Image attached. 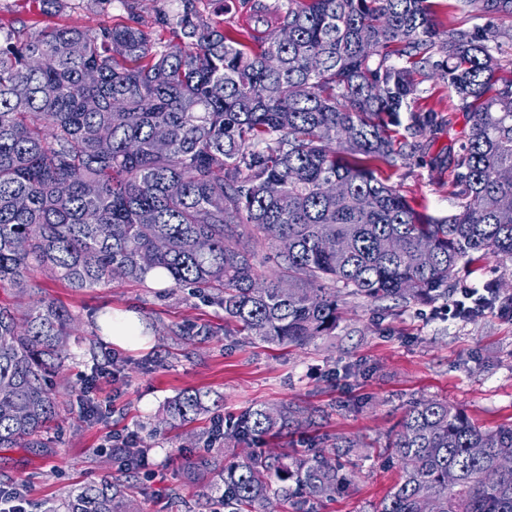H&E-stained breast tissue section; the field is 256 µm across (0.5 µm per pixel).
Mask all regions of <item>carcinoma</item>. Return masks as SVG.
<instances>
[{
    "instance_id": "carcinoma-1",
    "label": "carcinoma",
    "mask_w": 512,
    "mask_h": 512,
    "mask_svg": "<svg viewBox=\"0 0 512 512\" xmlns=\"http://www.w3.org/2000/svg\"><path fill=\"white\" fill-rule=\"evenodd\" d=\"M154 22L96 30L45 26L0 35V286L33 288L34 267L76 289L167 271L224 309V323L267 344L303 346L339 321L336 289L371 302L448 294L458 265L512 258V79L497 77L491 24L445 25L431 0H286L274 18L251 3L249 29L204 14L198 0ZM475 20L512 18V0H458ZM172 37L165 38L162 32ZM436 70L451 111L468 114L466 141L448 151L457 213L414 210L379 177L421 151L438 126L415 106V76ZM408 114L411 140L389 126ZM275 276L253 291L256 248ZM73 315L35 300L24 322L0 304V447L31 448L54 421L49 382L63 369ZM206 410L187 390L171 423ZM298 422L282 405L248 407L224 440L257 443ZM389 447L399 481L375 512H512V423L476 425L446 400L404 412ZM134 473L144 449L121 455ZM198 471L224 512H269L273 483L297 509L345 485L322 451H252ZM457 473L448 483V470ZM119 481L80 488L65 512H128Z\"/></svg>"
}]
</instances>
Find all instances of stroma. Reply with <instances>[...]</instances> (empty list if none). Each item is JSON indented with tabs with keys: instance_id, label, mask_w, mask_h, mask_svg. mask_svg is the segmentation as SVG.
<instances>
[{
	"instance_id": "obj_1",
	"label": "stroma",
	"mask_w": 512,
	"mask_h": 512,
	"mask_svg": "<svg viewBox=\"0 0 512 512\" xmlns=\"http://www.w3.org/2000/svg\"><path fill=\"white\" fill-rule=\"evenodd\" d=\"M123 6L103 0L95 11L44 13L40 0H0V25L32 30L55 23L95 27L125 21ZM467 113H450L427 133L425 148L389 169L395 186L419 213H455L458 198L448 168V150L469 131ZM42 294L79 320L67 348L65 370L54 392L59 418L42 432L41 447L0 448V485L24 489L30 512H60L75 489L121 476L132 512H223L209 496L214 477L190 469L199 456L230 458L246 444L211 442L214 421L253 405L288 404L311 422L268 436L265 450L287 453L317 438L318 449L344 451V489L310 501L307 512H374L398 481L397 459L388 437L405 409L420 399H445L479 426L512 423V260L488 258L460 265L456 287H488L485 311L451 319L448 299L395 305L382 310L364 298L340 304L334 333L304 347L262 344L225 326L221 307L190 290L121 279L77 291L50 274L34 272ZM112 310L137 312L149 329L148 342L123 349L102 336L98 322ZM111 352L115 380L101 383L93 397L104 421L85 418L80 398L88 376ZM191 389L205 397L206 412L170 427L167 405ZM130 433L147 451V465L134 475L113 455L110 434Z\"/></svg>"
}]
</instances>
